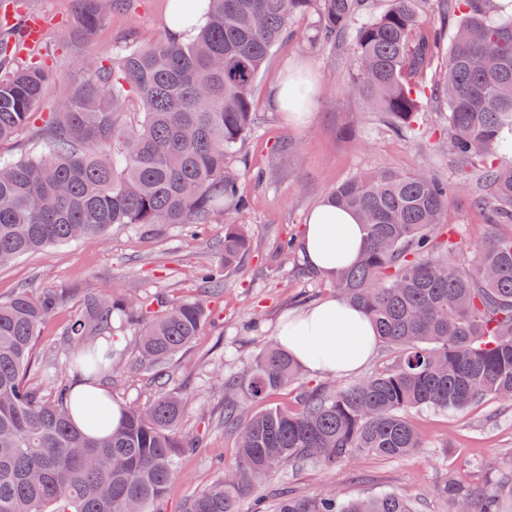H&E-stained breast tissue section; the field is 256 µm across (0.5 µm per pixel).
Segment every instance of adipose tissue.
Masks as SVG:
<instances>
[{"instance_id": "obj_1", "label": "adipose tissue", "mask_w": 512, "mask_h": 512, "mask_svg": "<svg viewBox=\"0 0 512 512\" xmlns=\"http://www.w3.org/2000/svg\"><path fill=\"white\" fill-rule=\"evenodd\" d=\"M300 242L309 267L325 277L357 260L367 246L356 215L327 202L311 211ZM278 340L314 374L358 371L371 360L376 345L367 314L336 298L289 319Z\"/></svg>"}]
</instances>
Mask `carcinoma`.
<instances>
[{"label":"carcinoma","mask_w":512,"mask_h":512,"mask_svg":"<svg viewBox=\"0 0 512 512\" xmlns=\"http://www.w3.org/2000/svg\"><path fill=\"white\" fill-rule=\"evenodd\" d=\"M80 28L98 29L124 0H79ZM369 0H208L192 37L165 32L141 46L128 35L112 56L90 51L72 66L69 102L47 113L32 150L0 157V266L51 246L103 235L114 224H208L224 215L221 260L198 277L200 296L166 305L80 288L19 289L0 300V512H153L179 476L189 444L178 425L187 396L163 390L127 406L120 425L92 438L75 424L108 422L105 400L83 404L65 379L91 383L124 362L109 341L112 322L139 325V361L168 364L207 316L204 298L251 249L240 224L248 200L239 156L252 135L253 91L293 19L316 9L315 39L348 44L352 89L392 130L414 136L428 102L448 110L439 148L456 166L443 180L421 167L351 177L329 200L356 214L367 240L358 260L332 278L336 296L369 316L377 339L400 352L394 368L352 385L322 384L300 408L257 409L299 380L281 344L265 347L242 378L224 379V428L237 439L236 469L192 499L186 512H238L255 483L288 465L334 467L364 452L397 458L425 448L407 417L419 407L462 411L512 401V234L467 255L444 224L458 185L484 183L474 203L512 223V0H444L456 24L445 55L441 35L422 29L426 0H391L368 17ZM0 25V142L34 126L45 89L60 80L48 54L5 40ZM140 124L124 121L129 106ZM78 304L65 330V371L29 383L35 345L58 312ZM432 493L448 512H503L512 474L479 492L443 482ZM279 512H417L404 494L344 499L335 492L288 495Z\"/></svg>","instance_id":"carcinoma-1"}]
</instances>
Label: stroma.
<instances>
[{"label": "stroma", "instance_id": "1", "mask_svg": "<svg viewBox=\"0 0 512 512\" xmlns=\"http://www.w3.org/2000/svg\"><path fill=\"white\" fill-rule=\"evenodd\" d=\"M164 6L165 0H132L129 8L114 12L103 26L86 34L77 28V0H27L28 12L44 17V38L53 42L54 63L63 72L69 71L79 51L110 54L129 32L141 44L155 42L163 31ZM316 21L313 12L295 19L291 35L274 48L256 83V123L243 153L250 169L270 170L272 177L258 187L243 181L249 209L242 223L254 247L239 269L227 275L211 319L167 368L169 387L189 398L179 432L198 446L182 456L179 477L157 504V512H184L192 498L235 465L236 439L222 424L224 390L215 384V372H246L288 317L336 295L331 280L311 282L295 274L293 259L280 251L286 235L301 233L311 210L326 201L337 184L356 174L425 166L443 177L455 175L448 155L436 145L448 129L447 109L427 105L417 117L419 137L392 132L352 92L347 50L311 45ZM63 29L73 31V40L56 42ZM291 72L304 74L310 85L308 118L303 122L293 121L271 103L273 92ZM445 221L460 226L464 243L471 245L512 234V226L497 223L490 209L475 207L466 189L453 198ZM223 242L220 215L209 224H116L102 237L49 247L1 266L0 300L21 288L38 291L64 285L95 293H130L149 301L190 299L199 293L198 269L216 261ZM74 313V308H67L44 326L38 361L62 364V332ZM113 343L125 356L123 367L106 386L113 403H149L161 388L155 368L136 361V326H116ZM395 362L394 353L380 344L360 371L342 376L302 372L297 384L273 395L272 401L293 410L308 387L350 385ZM409 418L426 441L420 453L388 458L367 452L333 468L288 466L241 500L239 512H250L258 497L264 498L266 512H277L282 493L316 495L330 490L347 499L398 490L417 502L418 512H446L432 495L434 485L455 480L479 489L489 483L490 470H512V405L483 401L448 413L422 408L411 411Z\"/></svg>", "mask_w": 512, "mask_h": 512}]
</instances>
